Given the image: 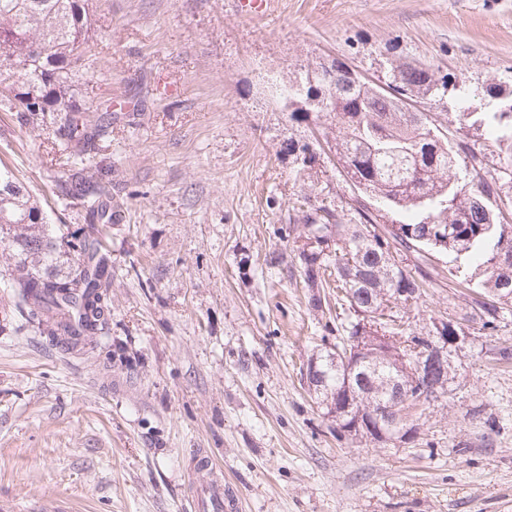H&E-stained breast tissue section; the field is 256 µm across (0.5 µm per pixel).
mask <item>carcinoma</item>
<instances>
[{"label":"carcinoma","mask_w":512,"mask_h":512,"mask_svg":"<svg viewBox=\"0 0 512 512\" xmlns=\"http://www.w3.org/2000/svg\"><path fill=\"white\" fill-rule=\"evenodd\" d=\"M97 32L93 0H0V106L15 111L22 127L51 128L55 149L84 169L99 142L112 135V114L85 112L75 104L72 69L91 59ZM36 44L50 51L49 60L33 57ZM399 64L390 62L388 90L377 96L359 86L334 87L318 77L312 83L306 73L288 88L290 97L335 96L332 111L322 113L327 121L324 136L333 140L347 176L365 186V195L354 198L352 205L358 223H348L337 209L321 204L303 216L299 233L315 241L307 250L299 248L306 287H323L320 272L336 271L342 301L352 315L345 326L349 339L361 335L358 311L372 313L392 298H422L429 282L424 270L429 245L421 238L428 225L448 229V253L481 259L487 293L512 284V264L501 267L495 262L502 245L512 248V224L497 218L489 223L470 204L475 192L498 201L499 181L512 183V91L492 95H506L495 112L455 115L458 132L474 125L490 129L499 149L497 161L490 164L463 140L452 146L434 139L428 119L418 123L411 113L396 111L394 99L410 98L436 82L423 66L403 73L396 84L392 70ZM463 156L470 165H461ZM60 192L66 198L92 200L88 234L73 243L48 228L37 201L12 170L0 166V243L10 257L7 287L28 325L73 350L111 332L112 254L98 225L112 223V193L79 170L61 183ZM422 197L427 201L419 202ZM373 202L409 215L398 223L403 234L377 223ZM335 239L344 245L330 251L322 247ZM393 253L414 258V268L387 264L385 257ZM477 305L482 329H495L497 306L488 301ZM320 371L323 391L316 399L322 405L346 387L330 355L320 360ZM409 379L398 362L388 360L373 370L361 366L351 382L386 401L394 381Z\"/></svg>","instance_id":"cac0c4a2"}]
</instances>
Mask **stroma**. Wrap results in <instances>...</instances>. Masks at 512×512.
I'll list each match as a JSON object with an SVG mask.
<instances>
[{"label": "stroma", "mask_w": 512, "mask_h": 512, "mask_svg": "<svg viewBox=\"0 0 512 512\" xmlns=\"http://www.w3.org/2000/svg\"><path fill=\"white\" fill-rule=\"evenodd\" d=\"M79 107L113 109L112 138L87 174L112 186V334L83 354L19 329L0 287V512H193L211 457L242 512H512V302L493 331L470 322L445 397L414 442L340 434L302 374L333 350L349 312L309 288L289 234L298 200L349 209L333 152L314 179L292 173L288 141L326 125L290 120L273 90L320 61L363 75L390 61L430 66L445 95L420 100L447 126L512 90V0H275L263 17L233 0H98ZM0 165L66 239L88 229L51 133L0 107ZM279 263H271L272 255ZM422 299L397 308L409 332L472 313L470 258H432Z\"/></svg>", "instance_id": "obj_1"}]
</instances>
